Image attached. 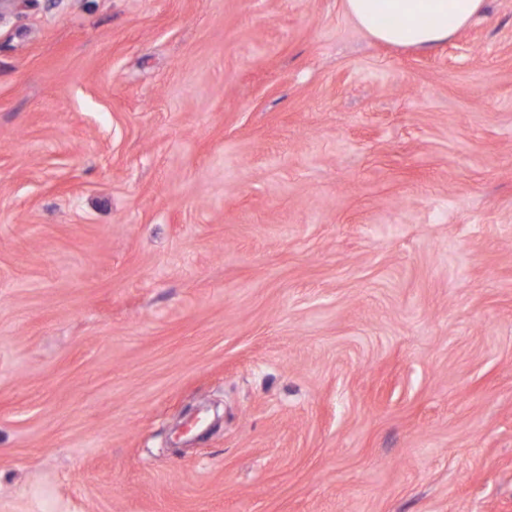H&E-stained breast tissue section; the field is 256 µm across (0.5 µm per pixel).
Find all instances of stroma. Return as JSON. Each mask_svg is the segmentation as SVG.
<instances>
[{
    "mask_svg": "<svg viewBox=\"0 0 512 512\" xmlns=\"http://www.w3.org/2000/svg\"><path fill=\"white\" fill-rule=\"evenodd\" d=\"M0 512H512V0H16ZM487 0H344L346 14L376 41L430 49L479 16ZM394 17L395 23L387 18Z\"/></svg>",
    "mask_w": 512,
    "mask_h": 512,
    "instance_id": "35a3bbf8",
    "label": "stroma"
}]
</instances>
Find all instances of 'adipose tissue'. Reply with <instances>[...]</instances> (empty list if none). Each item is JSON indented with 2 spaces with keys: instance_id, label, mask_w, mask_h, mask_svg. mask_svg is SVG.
<instances>
[{
  "instance_id": "1",
  "label": "adipose tissue",
  "mask_w": 512,
  "mask_h": 512,
  "mask_svg": "<svg viewBox=\"0 0 512 512\" xmlns=\"http://www.w3.org/2000/svg\"><path fill=\"white\" fill-rule=\"evenodd\" d=\"M487 0H344L346 14L376 41L430 49L479 16Z\"/></svg>"
}]
</instances>
